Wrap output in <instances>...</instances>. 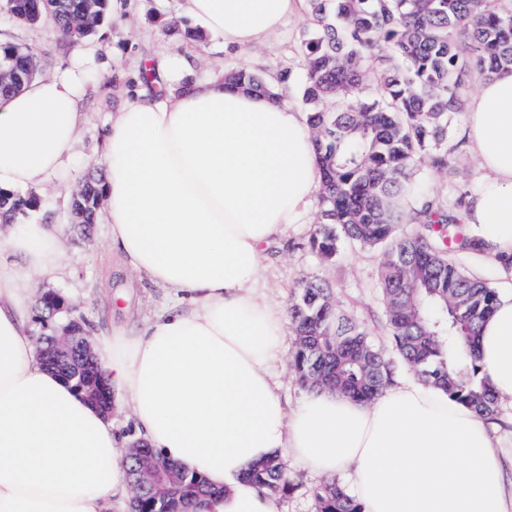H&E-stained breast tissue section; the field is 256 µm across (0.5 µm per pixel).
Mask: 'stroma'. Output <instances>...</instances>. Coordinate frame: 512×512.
<instances>
[{
    "mask_svg": "<svg viewBox=\"0 0 512 512\" xmlns=\"http://www.w3.org/2000/svg\"><path fill=\"white\" fill-rule=\"evenodd\" d=\"M308 34L305 22L286 23L266 42L240 53L220 51L200 25L185 17L181 0H131L123 18L106 19L95 37L112 54V71L107 79L92 77L85 110L87 119L79 127L81 150L61 182L65 189L44 194L40 206L29 212L28 220L48 218L63 227L61 245L68 258L67 268L55 277L33 275L35 291L54 290L90 323L94 335L107 336L117 327H132L144 318L174 305L164 289L129 282L112 273L106 227L94 224L90 231H77L71 222V193L79 189L93 169L107 119L121 96L136 86L144 57L168 50H196V71L207 75L213 67L230 71L248 67L266 75L288 71L294 88H301L306 72L296 48ZM0 41L36 51L42 61V75L51 74L68 51L69 44L55 34L50 18L34 26L23 25L0 12ZM416 175L444 206H453L463 192L475 191L481 178L477 162L468 152H460L456 172L446 175L418 165ZM314 224H292L265 249L263 292L269 302L287 309L304 280H318L332 290L339 310L354 318L369 332L374 344L385 353L393 346L386 324V306L380 285V253L347 242L335 259H325L311 250L309 239ZM295 346L294 334H287L269 370L277 380L282 398L296 407L303 388L289 368ZM288 477L293 492L279 499L281 512H316L314 492L324 476L312 473L294 458H287Z\"/></svg>",
    "mask_w": 512,
    "mask_h": 512,
    "instance_id": "obj_1",
    "label": "stroma"
}]
</instances>
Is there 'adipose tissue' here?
<instances>
[{"instance_id": "adipose-tissue-1", "label": "adipose tissue", "mask_w": 512, "mask_h": 512, "mask_svg": "<svg viewBox=\"0 0 512 512\" xmlns=\"http://www.w3.org/2000/svg\"><path fill=\"white\" fill-rule=\"evenodd\" d=\"M225 48L249 49L305 0H182ZM99 42L75 44L52 74L0 97V190L58 188L86 119ZM112 113L100 163L112 254L172 291L175 306L95 349L116 410L139 441L215 488L191 512H280L246 477L292 455L314 472L348 468L362 512H512V482L490 422L412 380L361 403L306 392L287 411L268 370L286 319L260 291L264 248L304 223L321 170L301 109L195 75L163 52ZM465 123L482 187L467 222L499 267V302L478 352L491 389L512 397V71L482 81ZM57 224L0 226V512H125L126 449L112 420L45 363L32 337L30 275L64 263Z\"/></svg>"}]
</instances>
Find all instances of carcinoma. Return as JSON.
<instances>
[{
  "label": "carcinoma",
  "instance_id": "obj_1",
  "mask_svg": "<svg viewBox=\"0 0 512 512\" xmlns=\"http://www.w3.org/2000/svg\"><path fill=\"white\" fill-rule=\"evenodd\" d=\"M17 21L50 15L74 43L104 21L110 0H0ZM91 6L95 23L72 26ZM310 35L299 46L306 69L302 99L322 170L317 227L311 247L327 259L342 241L383 248L381 288L387 325L398 359L425 384L493 420L498 399L479 365L477 337L497 303L496 289L468 273L450 255H484L467 231L466 197L451 209L412 182L421 160L438 172L452 170L463 144L449 137V115L460 111L477 79L512 69V0H306ZM0 64L15 80L0 95L19 91L36 75L33 51L0 43ZM235 85L272 98L275 88L247 69L229 72ZM100 182H86L72 201L83 221H96ZM39 206L38 197L0 190V219L14 223ZM400 224L413 228L394 237ZM296 335L291 369L308 388H328L366 403L393 381V362L356 321L335 308L323 285L304 284L288 308ZM150 448L130 468L160 475L153 494L132 500L133 512H187L212 494L206 479L178 471ZM261 490H293L284 459L251 470ZM316 512H361L337 481L318 486Z\"/></svg>",
  "mask_w": 512,
  "mask_h": 512
}]
</instances>
